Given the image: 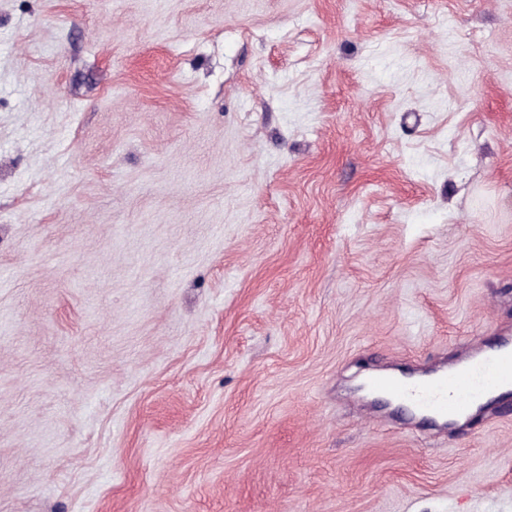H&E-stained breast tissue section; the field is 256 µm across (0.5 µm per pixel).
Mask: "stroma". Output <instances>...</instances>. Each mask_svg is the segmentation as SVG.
<instances>
[{"mask_svg":"<svg viewBox=\"0 0 512 512\" xmlns=\"http://www.w3.org/2000/svg\"><path fill=\"white\" fill-rule=\"evenodd\" d=\"M0 512H512V410L356 385L512 335V0H0Z\"/></svg>","mask_w":512,"mask_h":512,"instance_id":"stroma-1","label":"stroma"}]
</instances>
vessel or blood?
Masks as SVG:
<instances>
[{
    "mask_svg": "<svg viewBox=\"0 0 512 512\" xmlns=\"http://www.w3.org/2000/svg\"><path fill=\"white\" fill-rule=\"evenodd\" d=\"M370 392L388 396L413 416L441 424L469 418L474 407L512 391V336L472 348L468 358L436 374L414 379L375 372L364 381Z\"/></svg>",
    "mask_w": 512,
    "mask_h": 512,
    "instance_id": "1",
    "label": "vessel or blood"
}]
</instances>
